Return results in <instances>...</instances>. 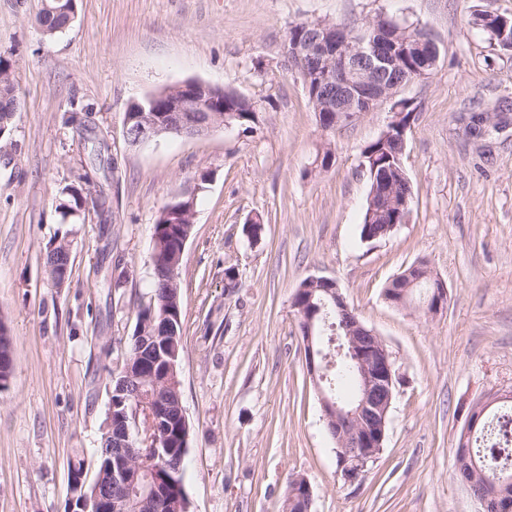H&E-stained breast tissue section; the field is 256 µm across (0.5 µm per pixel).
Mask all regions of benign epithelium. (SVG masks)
<instances>
[{"instance_id": "7a95c632", "label": "benign epithelium", "mask_w": 512, "mask_h": 512, "mask_svg": "<svg viewBox=\"0 0 512 512\" xmlns=\"http://www.w3.org/2000/svg\"><path fill=\"white\" fill-rule=\"evenodd\" d=\"M282 53L288 68L303 80L305 90L317 114L334 113L336 121H351L374 109L390 106L391 118L379 135L384 141L388 131L400 130L396 162L406 150L410 123L403 121L394 100L399 88L430 77L439 59V47L420 24L381 15L357 26L349 22L317 20L298 35L285 41ZM224 89L188 80L167 89L160 97H150L149 110H141L124 123V138L131 146H139L162 134L192 138L207 135L220 128L219 100ZM373 188L369 197L370 214L387 210L408 213L413 193L396 194L393 183L384 174H372ZM428 278L434 292L426 311L434 314L448 302L445 282L433 276L426 266L416 263L403 276L391 280L388 299L402 304L400 296L411 285ZM307 283L320 288L333 301L336 312L344 319L345 341L336 350L348 351L355 364L357 390L350 408L345 410L321 397L328 430L336 440L339 465L337 476L349 486L361 482L363 464L382 447L388 410L393 399V365L381 338L350 310L335 280L310 277ZM320 333L314 321L306 324L305 357L307 370L317 382L326 378L333 367L330 357L319 349ZM158 361L127 363L121 382L139 380L155 374ZM164 406L151 404V394L141 395L126 408L123 442L120 451H105L109 485L95 488L93 498L84 494L85 472L75 468L69 472V512H125V499L113 494L117 487H131L139 477L131 456L137 444H147L143 434L151 433L164 417Z\"/></svg>"}]
</instances>
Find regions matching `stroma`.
<instances>
[{
	"label": "stroma",
	"mask_w": 512,
	"mask_h": 512,
	"mask_svg": "<svg viewBox=\"0 0 512 512\" xmlns=\"http://www.w3.org/2000/svg\"><path fill=\"white\" fill-rule=\"evenodd\" d=\"M41 7L0 0V57L21 101L0 142V320L14 346L0 392V512H67L69 465L97 454L125 343L153 300L159 210L188 192L178 373L190 512H280L299 476L310 512H482L455 457L471 407L512 395V53L472 17L510 16L512 0H78L52 39L35 25ZM380 13L425 27L440 57L401 91L415 110L404 167L416 204L392 236L368 242L361 151L388 110L322 130L281 50L295 23ZM187 80L249 98L251 127L127 146L129 104ZM473 112L502 122L470 136ZM326 148L329 169L312 171ZM68 186L104 191V209L63 223ZM257 217L252 243L244 225ZM63 238L71 274L59 287L44 255ZM419 261L447 285L434 315L384 297ZM311 276L337 282L398 375L383 450L354 486L336 476L293 306Z\"/></svg>",
	"instance_id": "1"
}]
</instances>
